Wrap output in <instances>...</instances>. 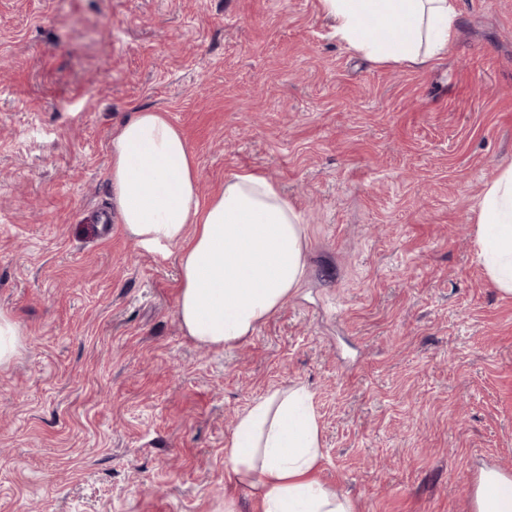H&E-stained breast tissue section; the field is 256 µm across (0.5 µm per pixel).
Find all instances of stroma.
<instances>
[{
  "instance_id": "obj_1",
  "label": "stroma",
  "mask_w": 512,
  "mask_h": 512,
  "mask_svg": "<svg viewBox=\"0 0 512 512\" xmlns=\"http://www.w3.org/2000/svg\"><path fill=\"white\" fill-rule=\"evenodd\" d=\"M446 57L379 65L319 0H0V512H224V437L312 394L356 512H472L512 476V297L476 259L512 164V0H458ZM167 113L201 199L242 170L304 219L305 267L242 342L176 316V249L114 205L112 133ZM21 332L17 324L0 313V365L8 364L19 352Z\"/></svg>"
}]
</instances>
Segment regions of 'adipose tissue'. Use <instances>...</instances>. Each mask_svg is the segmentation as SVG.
<instances>
[{"instance_id": "adipose-tissue-1", "label": "adipose tissue", "mask_w": 512, "mask_h": 512, "mask_svg": "<svg viewBox=\"0 0 512 512\" xmlns=\"http://www.w3.org/2000/svg\"><path fill=\"white\" fill-rule=\"evenodd\" d=\"M336 38L380 64L415 65L447 56L458 0H320ZM110 182L118 221L146 246L176 247L181 281L176 314L197 343L233 345L252 335L299 287L305 236L299 212L253 171L224 180L208 201L181 131L165 113L139 111L112 135ZM477 259L512 296V164L478 206ZM225 479L234 498L259 512H356L354 502L317 477L323 448L305 387L279 388L253 401L224 439ZM475 512H512V479L482 474Z\"/></svg>"}]
</instances>
